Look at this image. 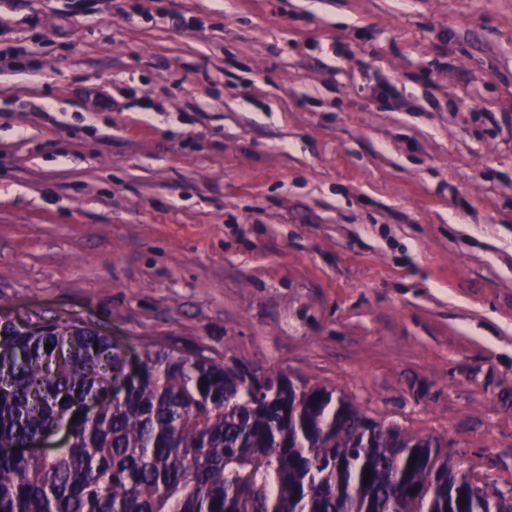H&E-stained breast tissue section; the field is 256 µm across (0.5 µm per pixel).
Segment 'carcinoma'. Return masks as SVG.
I'll list each match as a JSON object with an SVG mask.
<instances>
[{"label": "carcinoma", "mask_w": 512, "mask_h": 512, "mask_svg": "<svg viewBox=\"0 0 512 512\" xmlns=\"http://www.w3.org/2000/svg\"><path fill=\"white\" fill-rule=\"evenodd\" d=\"M124 375L87 324L0 318V512H512L433 438L368 434L351 402L281 372L254 388L235 365L147 346L124 394L81 417ZM63 429L54 454L26 453ZM126 381V378H119L113 385L111 383L106 390L86 400L81 407L82 415L89 419L94 418L108 402L112 401V395L123 391Z\"/></svg>", "instance_id": "carcinoma-1"}]
</instances>
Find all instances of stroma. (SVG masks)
Here are the masks:
<instances>
[{"instance_id":"1","label":"stroma","mask_w":512,"mask_h":512,"mask_svg":"<svg viewBox=\"0 0 512 512\" xmlns=\"http://www.w3.org/2000/svg\"><path fill=\"white\" fill-rule=\"evenodd\" d=\"M0 0V315L324 386L512 498V0Z\"/></svg>"}]
</instances>
